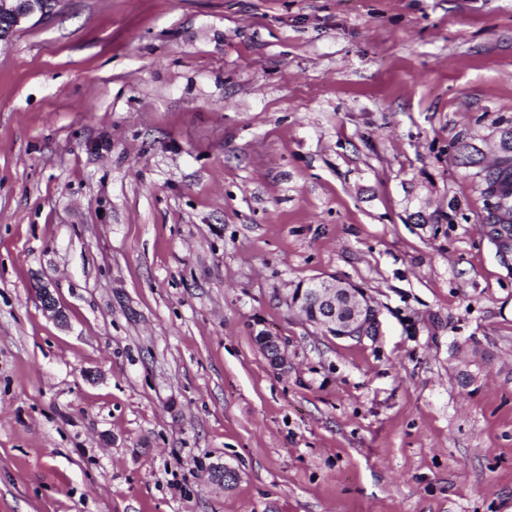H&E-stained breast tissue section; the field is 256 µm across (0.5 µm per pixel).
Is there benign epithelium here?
Listing matches in <instances>:
<instances>
[{
    "label": "benign epithelium",
    "mask_w": 512,
    "mask_h": 512,
    "mask_svg": "<svg viewBox=\"0 0 512 512\" xmlns=\"http://www.w3.org/2000/svg\"><path fill=\"white\" fill-rule=\"evenodd\" d=\"M7 15L17 28L35 18L43 19L40 0H0V16ZM309 299L323 306L324 315L315 327L325 336L361 342L380 327V310L374 298L340 282H324L308 289ZM259 347L274 368L284 366L285 349L279 338L262 332Z\"/></svg>",
    "instance_id": "1"
}]
</instances>
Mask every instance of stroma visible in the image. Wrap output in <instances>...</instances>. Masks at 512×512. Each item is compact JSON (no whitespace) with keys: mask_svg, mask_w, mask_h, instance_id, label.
<instances>
[{"mask_svg":"<svg viewBox=\"0 0 512 512\" xmlns=\"http://www.w3.org/2000/svg\"><path fill=\"white\" fill-rule=\"evenodd\" d=\"M511 118L512 0H63L22 24L0 512H512V272L452 162ZM334 279L378 336L283 301ZM307 287L308 285L304 289V294L303 288H301L298 298L294 300L287 296L285 302L292 311L304 318L298 305L303 296L308 320L316 321L321 317L318 323H314V327L323 335L333 336L340 340L361 342L365 338L376 337L368 336L372 333L373 328H378L380 331L379 307L374 298L364 294L361 289L343 285L341 282L327 283L325 281L314 288H309V299L323 306L324 315L322 316L321 307L306 299ZM346 306L352 310L351 317L348 320H341V311ZM367 310L369 311V321H365ZM258 345L272 367L280 368L284 366L286 353L277 336L262 330Z\"/></svg>","mask_w":512,"mask_h":512,"instance_id":"1","label":"stroma"}]
</instances>
